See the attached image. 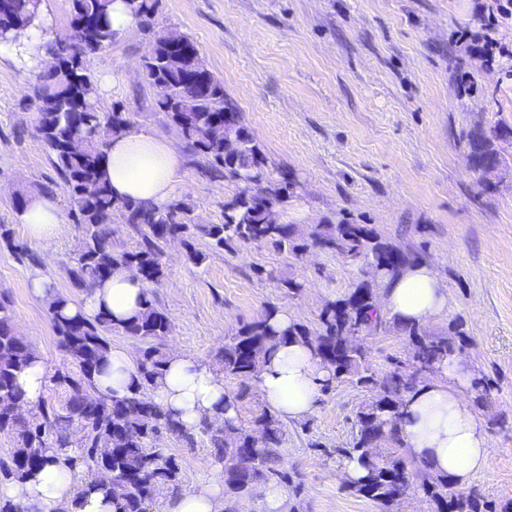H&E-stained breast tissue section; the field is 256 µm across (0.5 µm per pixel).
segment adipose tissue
<instances>
[{
    "instance_id": "obj_1",
    "label": "adipose tissue",
    "mask_w": 512,
    "mask_h": 512,
    "mask_svg": "<svg viewBox=\"0 0 512 512\" xmlns=\"http://www.w3.org/2000/svg\"><path fill=\"white\" fill-rule=\"evenodd\" d=\"M53 19L41 13L37 25L14 31L0 42V66L10 65L27 74L46 70L51 61L47 46L53 39ZM181 155L174 142L144 129H128L112 136L101 170L118 200L167 204L181 181ZM30 238L58 237L63 224L57 201L47 195L29 199L20 212ZM145 285L127 270L115 269L111 277L93 288L70 313L92 318L105 312L121 323L141 310ZM382 315L404 324H423L448 310V291L434 269L424 263L409 267L379 302ZM111 377L94 380L97 395L123 396L135 371V356L125 348L112 349ZM327 372L311 347L287 342L265 354L254 384L264 405L285 420L299 421L314 412L320 384ZM470 377L459 359L440 365L435 375L405 399L399 434L407 452L427 461L436 474L448 475L458 490H467L475 476L488 469L490 444L482 421L467 408ZM228 390L222 374L192 353L170 352L153 398L186 426L202 421L223 423L236 410L227 404ZM75 479L58 464H47L33 480L0 487L24 512H55L73 493ZM165 512H224V483L212 475L195 489L168 496Z\"/></svg>"
}]
</instances>
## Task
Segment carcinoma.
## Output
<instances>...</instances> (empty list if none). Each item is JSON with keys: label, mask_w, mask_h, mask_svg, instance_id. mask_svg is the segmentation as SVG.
Returning <instances> with one entry per match:
<instances>
[{"label": "carcinoma", "mask_w": 512, "mask_h": 512, "mask_svg": "<svg viewBox=\"0 0 512 512\" xmlns=\"http://www.w3.org/2000/svg\"><path fill=\"white\" fill-rule=\"evenodd\" d=\"M44 0H0V35L27 27L39 16ZM138 16L151 19L159 0H131ZM112 0H71L70 33L49 46L59 63L38 75L34 84L37 131L74 206L75 223L84 227V238L75 265L67 270L76 288L89 292L121 266L152 289L165 277L164 248L179 239L193 264L205 259L192 239H209L222 248L240 243H269L278 249L297 250L294 227L267 220L266 204L283 209L298 194V182L274 177L269 160L243 123L241 113L224 95V86L207 69L195 43L181 32L150 30L152 53L142 59L143 79L154 88L157 106L167 114L193 153L206 160L207 174L234 184L237 191L224 202V223L196 224L191 207L175 200L163 207L139 202H118L101 176V159L112 135L131 126L116 108L102 112L98 85L86 59L114 43L110 22ZM497 130L477 129L466 135L472 168L483 173L486 161H500L493 148ZM119 217L126 230L137 236L131 250L112 243V218ZM314 244L342 256L362 269L374 266L378 275L361 280L346 296L326 304L319 327L312 331L300 324L285 330L273 325L278 309L267 306L253 321L225 338L216 354L218 371L242 386L251 380L253 359L289 340L310 345L328 377L324 394L343 383L368 388L371 399L355 412V432L341 457L361 461L365 475L351 485L358 495L386 509L393 494L405 490L421 495L428 512H496L473 492H462L446 475H434L429 465L407 455L399 435L403 397L431 371L457 353V328L446 334H430L416 324H402L377 312L379 290L398 279L415 262L382 239L367 224H329L311 234ZM0 243L33 265L38 257L15 244L12 229L0 224ZM71 298L48 297L49 320L66 362L49 382L64 389L65 400H42L39 415L15 411L22 401L19 373L33 358V346L15 328L11 301L0 297V433L14 443L9 460H0V485L23 482L36 476L50 461L61 462L80 475L76 494L58 512H78L82 499L100 493L112 512H151L157 490L181 489L180 466L160 438L168 435L193 448L205 444L212 463L224 478L225 512H237L240 503L257 488L276 483L301 491L298 474L288 469L280 448L286 441L283 420L263 407L249 422L216 426L204 421L186 427L152 397L162 375L167 353L160 347L172 331L167 313L154 298L125 324L115 326L101 314L94 320L69 315ZM394 327L408 338L410 360L388 357L392 368L378 373L369 348L350 342L357 329L369 338ZM140 340L141 362L136 384L121 399L93 397L88 393L94 376L108 373L112 332Z\"/></svg>", "instance_id": "1"}]
</instances>
